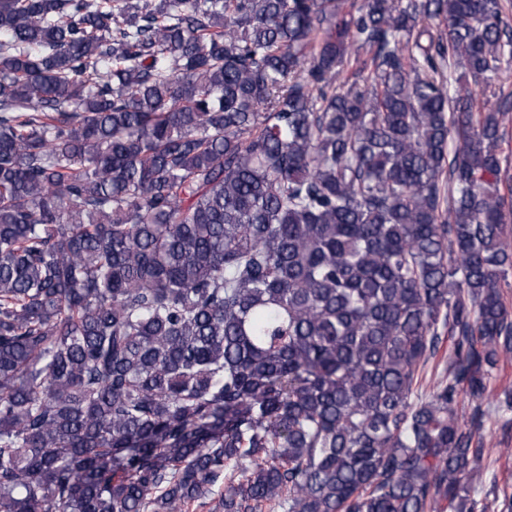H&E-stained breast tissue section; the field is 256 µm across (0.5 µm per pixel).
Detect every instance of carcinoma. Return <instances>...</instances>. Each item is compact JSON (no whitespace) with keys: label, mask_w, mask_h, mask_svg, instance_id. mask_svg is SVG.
<instances>
[{"label":"carcinoma","mask_w":512,"mask_h":512,"mask_svg":"<svg viewBox=\"0 0 512 512\" xmlns=\"http://www.w3.org/2000/svg\"><path fill=\"white\" fill-rule=\"evenodd\" d=\"M504 63L499 0H0V512H475ZM479 105L484 108H495L501 101L500 96L512 94V64L506 69L504 65L492 80V87L484 91L480 86H470Z\"/></svg>","instance_id":"carcinoma-1"}]
</instances>
